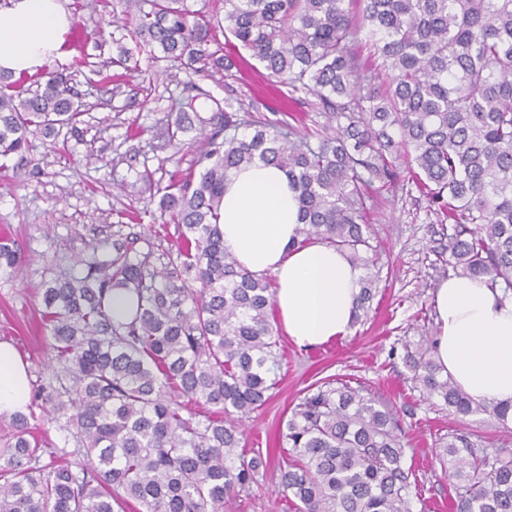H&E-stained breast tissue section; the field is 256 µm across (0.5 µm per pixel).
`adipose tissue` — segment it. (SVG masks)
Here are the masks:
<instances>
[{
    "mask_svg": "<svg viewBox=\"0 0 512 512\" xmlns=\"http://www.w3.org/2000/svg\"><path fill=\"white\" fill-rule=\"evenodd\" d=\"M71 22L62 0H10L0 19V71L32 73L59 57ZM298 223L296 195L277 166L259 161L228 174L224 247L248 271L274 275L277 321L291 340L314 346L352 334L361 271L322 242L291 248ZM433 303V358L442 374L475 401L512 404V299L502 300L486 279L451 275ZM28 402L27 364L0 342V416Z\"/></svg>",
    "mask_w": 512,
    "mask_h": 512,
    "instance_id": "ef3b65f1",
    "label": "adipose tissue"
}]
</instances>
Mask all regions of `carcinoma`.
Returning a JSON list of instances; mask_svg holds the SVG:
<instances>
[{
	"label": "carcinoma",
	"instance_id": "obj_1",
	"mask_svg": "<svg viewBox=\"0 0 512 512\" xmlns=\"http://www.w3.org/2000/svg\"><path fill=\"white\" fill-rule=\"evenodd\" d=\"M134 34L160 61L224 67L208 50L225 24L270 78L319 99L330 133L311 143L298 128L243 132L231 104L180 99L171 142L199 132V177L164 187L159 206L177 225L175 251L139 252L112 240V256L81 277L56 274L41 292L55 383L33 402L66 432L58 446L30 417H11L0 447V512H224L269 461L245 451L235 420L262 408L279 379L273 283L224 249L219 209L228 171L259 159L281 168L296 193L297 244L321 241L365 271L355 320L374 297L369 225L374 184L400 179L407 160L436 213L448 220V266L487 278L512 297V0H224V19L195 16L185 0H149ZM381 63L362 70L357 48ZM210 115H200V99ZM83 115L71 79L0 74V158L23 153ZM23 261L0 237V274ZM136 296L130 320L112 319L108 295ZM404 344L425 400L456 415L500 421L509 406L474 401L432 359ZM73 447H67V444ZM277 471L295 512H416L396 414L370 392L325 382L306 393L279 431ZM453 462V512H512V450L481 448L474 434L439 439ZM49 452L64 463L40 465Z\"/></svg>",
	"mask_w": 512,
	"mask_h": 512
}]
</instances>
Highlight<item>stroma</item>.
Instances as JSON below:
<instances>
[{
	"mask_svg": "<svg viewBox=\"0 0 512 512\" xmlns=\"http://www.w3.org/2000/svg\"><path fill=\"white\" fill-rule=\"evenodd\" d=\"M76 34L48 67L70 74L82 93L85 115L76 132L51 138L27 136L24 158L0 170V232L9 233L24 261L0 275V341L14 345L29 364L30 386L49 385L50 340L41 328L40 292L51 271L85 272V260L112 252V234L139 236V249L171 250L176 229L159 208L170 180L196 173V151L169 143L167 124L175 103L193 82L242 118L282 124L297 119L309 133L326 123L319 100L268 79L248 52L230 65L186 75L180 63L158 61L131 33L133 13L65 0ZM152 172L136 181L137 170ZM379 278L370 309L352 335L315 347L281 338V380L272 399L241 426L245 449L278 458L279 424L303 393L333 380L361 386L399 418L406 459L412 463L425 512L449 503L452 480L435 457V441L458 429L479 435L483 446L512 448V426L486 414L460 418L431 405L414 389L403 341L435 336L432 294L448 275L443 246L447 226L408 175L375 193L368 215ZM224 512H295L275 473L231 503Z\"/></svg>",
	"mask_w": 512,
	"mask_h": 512,
	"instance_id": "obj_1",
	"label": "stroma"
}]
</instances>
